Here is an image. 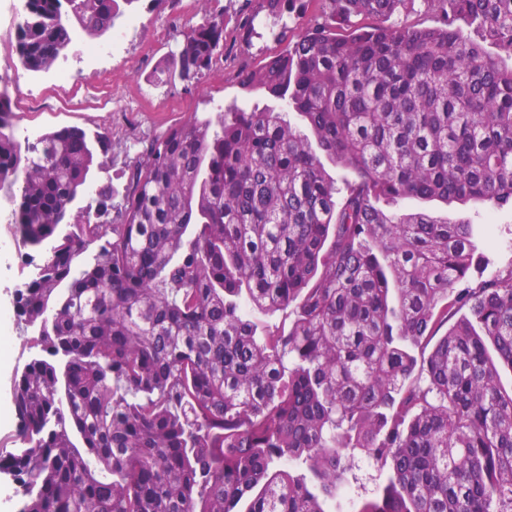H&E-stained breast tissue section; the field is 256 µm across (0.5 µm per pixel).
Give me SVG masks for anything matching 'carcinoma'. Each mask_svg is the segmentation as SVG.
<instances>
[{
    "instance_id": "obj_1",
    "label": "carcinoma",
    "mask_w": 512,
    "mask_h": 512,
    "mask_svg": "<svg viewBox=\"0 0 512 512\" xmlns=\"http://www.w3.org/2000/svg\"><path fill=\"white\" fill-rule=\"evenodd\" d=\"M264 2L275 20L321 5L239 74L315 142L267 109L191 118L129 161L110 224V186L70 222L109 130L24 147L0 93V188L40 252L13 297L40 340L11 380L21 448L0 454L18 512H325L349 448L388 471L360 512H512V392L490 354L512 366V262L473 286L469 221L393 209L512 207V0H427L445 22L421 29L384 24L411 0ZM26 11L15 50L39 73L121 4ZM356 16L376 23L337 33ZM176 31L153 80L190 88L224 53V14ZM320 153L354 174L339 201ZM289 307L288 330L256 336V314Z\"/></svg>"
}]
</instances>
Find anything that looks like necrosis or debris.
Wrapping results in <instances>:
<instances>
[{"instance_id": "obj_1", "label": "necrosis or debris", "mask_w": 512, "mask_h": 512, "mask_svg": "<svg viewBox=\"0 0 512 512\" xmlns=\"http://www.w3.org/2000/svg\"><path fill=\"white\" fill-rule=\"evenodd\" d=\"M167 26L149 25L144 15L126 9L119 25L112 29L110 41L103 44L74 37L64 61L36 77L27 73H6V85L17 99L18 112L47 107L63 90L75 88L76 75H84L96 85H105L112 77H123L125 91L115 105L119 112H151L155 105L143 97L136 84L139 68L153 59L154 39L165 38Z\"/></svg>"}]
</instances>
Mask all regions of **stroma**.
<instances>
[{"label": "stroma", "mask_w": 512, "mask_h": 512, "mask_svg": "<svg viewBox=\"0 0 512 512\" xmlns=\"http://www.w3.org/2000/svg\"><path fill=\"white\" fill-rule=\"evenodd\" d=\"M316 16L308 11L292 20L286 40H278L275 29L267 21L262 0H229L224 6V79L217 82L202 77L198 86L184 88L183 84L154 86L139 80L142 91L156 101H167L163 112H116L112 109L111 87L81 86L76 98H62L54 107L29 113L28 118L40 132L68 126L86 131L108 128L111 145L101 166L95 167L81 203L95 199L102 186L110 185L122 190L127 182L126 164L142 151L150 140L163 136L171 127L193 117L215 116L220 108L236 106L268 108L286 112L282 101L264 91H246L238 82L242 67H259L269 57L283 52L288 43L295 41L302 27ZM292 124H300L297 113L286 112ZM425 210L442 220H471L484 242V261L475 275L485 278L499 267L512 261V209L504 207L489 210L481 204L447 205L439 201L422 203ZM15 228L0 223V306H11L13 293L31 272V268L16 259L7 244L16 240ZM37 333L25 324H16L0 362V452L16 450V421L12 414L10 383L15 370L23 366L36 353ZM357 480L345 486L335 499L325 504L326 512H359L365 498L371 497L384 485L386 477L370 461L364 460L356 473Z\"/></svg>", "instance_id": "35a3bbf8"}]
</instances>
